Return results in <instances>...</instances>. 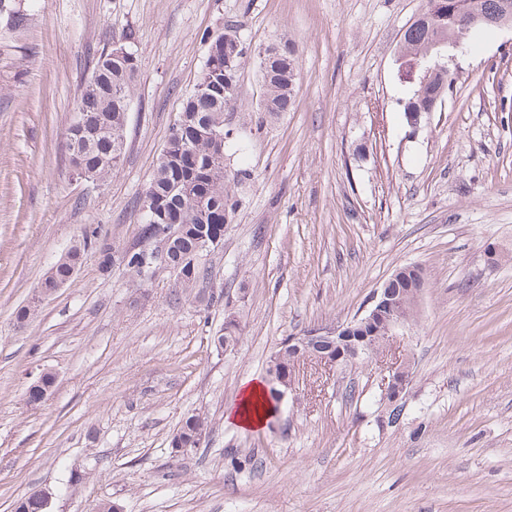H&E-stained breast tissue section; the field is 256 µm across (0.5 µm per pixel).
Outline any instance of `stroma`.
I'll use <instances>...</instances> for the list:
<instances>
[{
    "label": "stroma",
    "instance_id": "obj_1",
    "mask_svg": "<svg viewBox=\"0 0 512 512\" xmlns=\"http://www.w3.org/2000/svg\"><path fill=\"white\" fill-rule=\"evenodd\" d=\"M426 2L0 0V512L33 492L51 512H512V26L462 36L452 94L414 131L397 58ZM230 30L247 49L224 113L237 206L207 278L189 294L91 249L35 300L84 229L138 243V199L207 38ZM283 41L295 103L271 117L258 63ZM116 43L138 65L124 156L85 179L67 133L92 59ZM405 265L428 286L398 423L377 411L374 359L296 369L264 428L226 419L283 338L351 319ZM228 310L243 339L222 353ZM46 372L54 387L29 404ZM191 413L209 434L175 452Z\"/></svg>",
    "mask_w": 512,
    "mask_h": 512
}]
</instances>
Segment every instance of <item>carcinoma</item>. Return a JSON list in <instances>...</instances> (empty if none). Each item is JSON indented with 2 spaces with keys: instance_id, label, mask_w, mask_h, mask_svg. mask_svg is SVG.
<instances>
[{
  "instance_id": "obj_1",
  "label": "carcinoma",
  "mask_w": 512,
  "mask_h": 512,
  "mask_svg": "<svg viewBox=\"0 0 512 512\" xmlns=\"http://www.w3.org/2000/svg\"><path fill=\"white\" fill-rule=\"evenodd\" d=\"M448 17L440 26L460 35L466 32L462 13L447 0ZM467 13L481 14L489 22L498 13L500 0H463ZM436 34L435 29L414 20L403 34L400 56L415 59L427 53ZM125 45L120 44L101 52L85 80L77 100L76 115L68 132L70 163L79 176L87 178L107 176L121 161L124 133L131 93L137 73L136 57L132 51L122 55ZM282 53L267 68H260L264 86L263 111L274 116L288 112L294 105L293 85L297 62L288 44L281 45ZM237 71L225 67L224 60L204 64L197 88L182 103L181 114L189 117L185 124L176 123L171 129L159 163L138 204L157 212L165 211L175 221V237L169 246V258L180 266L177 284L184 291H191L205 275L199 264L203 256L202 236L224 238V224L228 223L236 201L226 185L224 156L220 155L207 135V127L224 123V110L231 105L225 96V83L236 80ZM453 81L448 73H437L416 89L408 98L404 112H426L438 97L451 91ZM95 245L101 264L114 262L115 254L121 255V264L134 278L140 277V245L117 249L97 230H86L82 243L72 247L54 262L47 271L45 281L68 284L71 272L82 260L84 245ZM423 289L427 278L423 269L407 265L397 269L383 284L393 301L402 304L410 285ZM223 346L234 348L241 340V329L232 314L224 320V333L217 337ZM55 376L44 373L30 387L29 401L36 403L53 387ZM266 387L270 400L269 415L279 407L285 386L281 374L266 368ZM208 427V421L199 414L185 417L172 439V447L184 448L193 443L198 429Z\"/></svg>"
}]
</instances>
